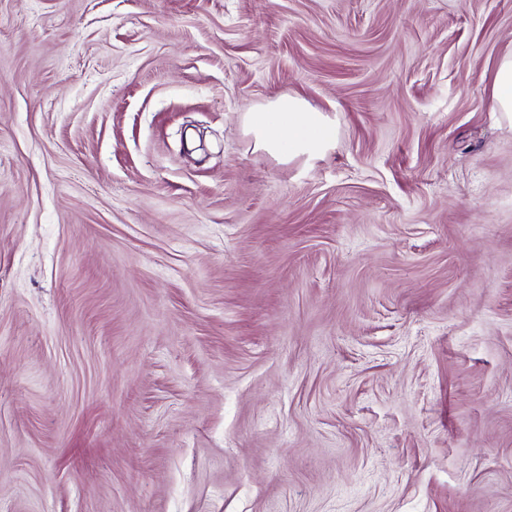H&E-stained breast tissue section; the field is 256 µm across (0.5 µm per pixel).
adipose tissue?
I'll use <instances>...</instances> for the list:
<instances>
[{"mask_svg": "<svg viewBox=\"0 0 512 512\" xmlns=\"http://www.w3.org/2000/svg\"><path fill=\"white\" fill-rule=\"evenodd\" d=\"M243 121L256 146L283 163L318 155L336 138L335 122L296 95L252 107Z\"/></svg>", "mask_w": 512, "mask_h": 512, "instance_id": "1", "label": "adipose tissue"}]
</instances>
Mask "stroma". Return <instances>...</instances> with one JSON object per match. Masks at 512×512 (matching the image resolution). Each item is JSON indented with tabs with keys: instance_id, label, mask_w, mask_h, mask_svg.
I'll return each instance as SVG.
<instances>
[{
	"instance_id": "35a3bbf8",
	"label": "stroma",
	"mask_w": 512,
	"mask_h": 512,
	"mask_svg": "<svg viewBox=\"0 0 512 512\" xmlns=\"http://www.w3.org/2000/svg\"><path fill=\"white\" fill-rule=\"evenodd\" d=\"M510 51L512 0H0V512H512ZM492 112L498 119L512 124V51L499 60L491 92ZM243 121L255 145L283 163L318 155L336 138L335 122L296 95L251 107Z\"/></svg>"
}]
</instances>
